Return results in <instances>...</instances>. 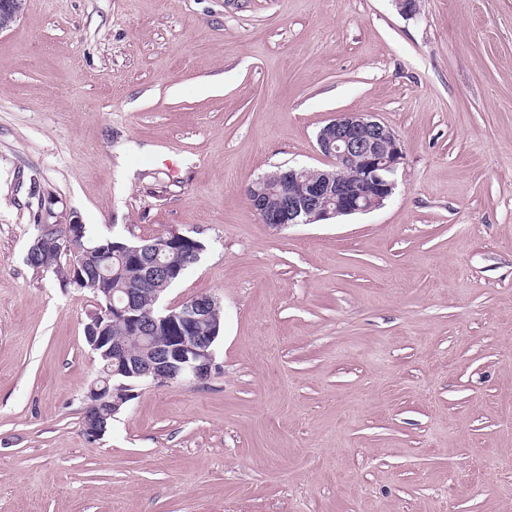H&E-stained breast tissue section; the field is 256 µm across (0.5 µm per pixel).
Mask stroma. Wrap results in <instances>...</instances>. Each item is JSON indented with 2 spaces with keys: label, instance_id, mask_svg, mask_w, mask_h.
Returning a JSON list of instances; mask_svg holds the SVG:
<instances>
[{
  "label": "stroma",
  "instance_id": "stroma-1",
  "mask_svg": "<svg viewBox=\"0 0 512 512\" xmlns=\"http://www.w3.org/2000/svg\"><path fill=\"white\" fill-rule=\"evenodd\" d=\"M372 112L383 207L267 224L247 186L324 167ZM152 145L119 167L128 144ZM199 238L165 293L223 311L201 381L82 433L93 295L38 217ZM512 0H23L0 32V512H512Z\"/></svg>",
  "mask_w": 512,
  "mask_h": 512
}]
</instances>
